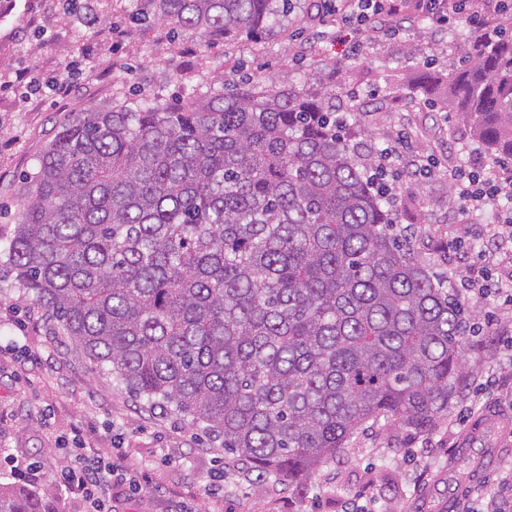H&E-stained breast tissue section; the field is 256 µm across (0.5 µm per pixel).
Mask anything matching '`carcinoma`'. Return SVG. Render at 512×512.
<instances>
[{"label":"carcinoma","instance_id":"obj_1","mask_svg":"<svg viewBox=\"0 0 512 512\" xmlns=\"http://www.w3.org/2000/svg\"><path fill=\"white\" fill-rule=\"evenodd\" d=\"M203 38L274 32L289 0H147ZM425 98L512 163V27ZM336 87L263 80L79 112L42 153L9 272L53 333L149 410L207 425L303 488L384 416L431 431L467 376L463 305L341 133ZM0 512H65L0 482Z\"/></svg>","mask_w":512,"mask_h":512}]
</instances>
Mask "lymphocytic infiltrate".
<instances>
[{
  "mask_svg": "<svg viewBox=\"0 0 512 512\" xmlns=\"http://www.w3.org/2000/svg\"><path fill=\"white\" fill-rule=\"evenodd\" d=\"M319 28L312 34L321 39L325 29L348 30L351 50L359 52L368 39H387L421 23L432 31L454 33L459 20L478 33L501 27L512 5L507 0H414L412 9H404L400 0H318ZM452 179L456 194L468 210L483 211L494 202L512 196V176L460 168ZM118 469L112 455L83 444L70 450V464L60 472L57 484L78 496L86 512H112L110 489Z\"/></svg>",
  "mask_w": 512,
  "mask_h": 512,
  "instance_id": "f902f5d3",
  "label": "lymphocytic infiltrate"
}]
</instances>
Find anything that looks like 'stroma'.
Here are the masks:
<instances>
[{
    "instance_id": "stroma-1",
    "label": "stroma",
    "mask_w": 512,
    "mask_h": 512,
    "mask_svg": "<svg viewBox=\"0 0 512 512\" xmlns=\"http://www.w3.org/2000/svg\"><path fill=\"white\" fill-rule=\"evenodd\" d=\"M294 10L274 34L252 42L174 34L147 18L145 0H15L0 20V480L54 481L69 460L74 433L111 452L117 467L143 477L139 493L112 483L116 512H438L449 485L463 493L456 512H476L479 497L512 489V445L462 448L466 426L487 409L512 414V317L490 297L466 302L470 374L430 433L386 418L354 433L346 450L321 467L307 492L283 482H258L225 465L202 424L157 415L122 391L107 370L77 356L54 336L37 305L8 274L6 248L20 219L26 185L60 126L76 113L136 100L169 103L263 77L285 84L307 75L336 86L339 109L370 101L361 124L364 152L404 140L411 153L435 158L439 170L401 174L399 222L413 225L416 255L459 282L470 268L512 280V228L499 217L462 219L448 173L463 166L496 167L466 126L412 103L409 85L447 73L467 45L419 26L390 40L365 42L347 54L342 39L302 44L314 28L313 0ZM71 69L67 93L50 88ZM24 83H16L17 74ZM499 383L486 393V376Z\"/></svg>"
}]
</instances>
